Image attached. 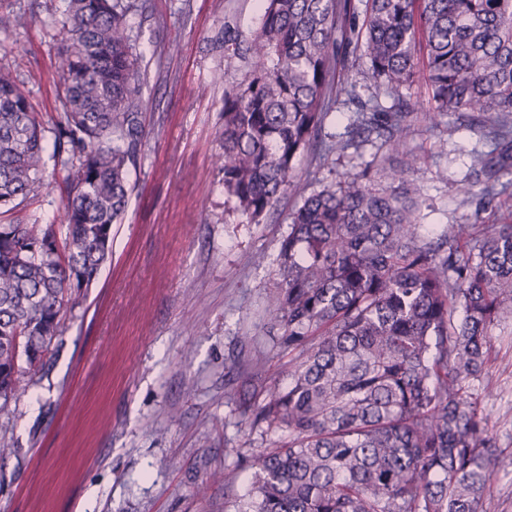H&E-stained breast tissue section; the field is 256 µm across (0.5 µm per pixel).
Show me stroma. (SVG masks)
<instances>
[{"label":"stroma","mask_w":512,"mask_h":512,"mask_svg":"<svg viewBox=\"0 0 512 512\" xmlns=\"http://www.w3.org/2000/svg\"><path fill=\"white\" fill-rule=\"evenodd\" d=\"M130 44L141 58L144 131L133 191L114 225L112 253L76 303L42 369L0 419L14 449L0 461V512H234L250 493L260 429L239 407L258 393L240 354L258 360L263 386L288 382L265 318L279 280L278 251L304 197L396 157L377 143L316 157L305 151L287 191L260 224L224 195L217 164L224 95L250 64L215 48L223 28L247 39L257 0H133ZM19 22L0 31V66L26 84L36 111L59 112L63 0H0ZM413 107L405 150L420 163L418 222L430 236L449 224L512 223V191L465 197L471 153L484 127L469 113L439 115L423 83L404 92ZM63 170H47L37 196L19 206L26 223L64 216ZM480 402L498 452L481 512H512V319L493 331ZM233 473L225 486L212 473ZM206 496H199L201 484Z\"/></svg>","instance_id":"obj_1"}]
</instances>
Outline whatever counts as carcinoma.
I'll list each match as a JSON object with an SVG mask.
<instances>
[{
  "mask_svg": "<svg viewBox=\"0 0 512 512\" xmlns=\"http://www.w3.org/2000/svg\"><path fill=\"white\" fill-rule=\"evenodd\" d=\"M248 79L224 96V195L258 224L321 137L335 86L359 64L388 94L416 83L425 52L431 110L491 128L465 194L506 192L512 152V0H261ZM123 0H65L61 112L34 110L0 69V209L36 196L47 162L67 171L60 224L0 223V418L43 366L67 295L110 253L142 146L138 58ZM409 104L359 102L351 138L398 158L306 197L280 244L266 317L282 330L288 386L241 415L275 436L237 512H480L495 439L480 407L491 331L512 315V224H417L419 163L399 150ZM54 134L47 153L45 133Z\"/></svg>",
  "mask_w": 512,
  "mask_h": 512,
  "instance_id": "cac0c4a2",
  "label": "carcinoma"
}]
</instances>
